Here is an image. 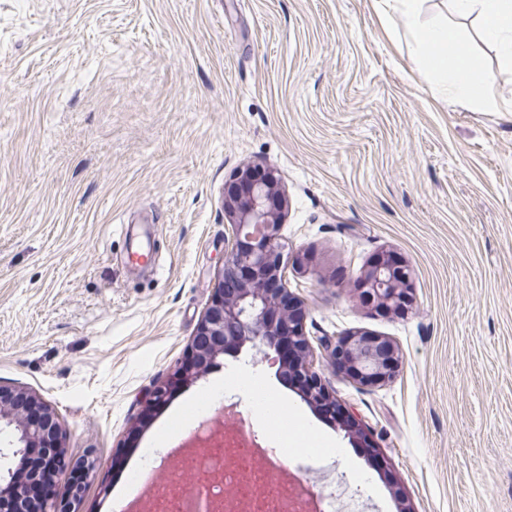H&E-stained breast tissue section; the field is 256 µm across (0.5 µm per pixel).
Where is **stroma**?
<instances>
[{
  "instance_id": "obj_1",
  "label": "stroma",
  "mask_w": 512,
  "mask_h": 512,
  "mask_svg": "<svg viewBox=\"0 0 512 512\" xmlns=\"http://www.w3.org/2000/svg\"><path fill=\"white\" fill-rule=\"evenodd\" d=\"M396 0H0V385L56 412L67 459L93 471L81 512H131L129 470L158 475L215 405L252 433V374L329 444L315 484L357 475L373 512H512V112L454 101L388 17ZM447 20L512 101L480 19ZM277 169L282 236L308 264L288 285L310 338L366 331L401 364L379 387L324 375L373 430L330 423L278 370L221 356L152 405L187 356L224 263V184ZM146 228L154 271L125 266ZM390 251L412 272L405 314L355 287Z\"/></svg>"
}]
</instances>
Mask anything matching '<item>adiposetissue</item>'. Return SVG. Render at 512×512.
Masks as SVG:
<instances>
[{
  "label": "adipose tissue",
  "instance_id": "adipose-tissue-1",
  "mask_svg": "<svg viewBox=\"0 0 512 512\" xmlns=\"http://www.w3.org/2000/svg\"><path fill=\"white\" fill-rule=\"evenodd\" d=\"M401 3L398 24L411 34L424 63L448 72L443 93L460 102L479 97L488 104H495V81L485 71L481 60L455 39L447 24L423 23L418 0H401ZM448 11L480 17L483 38L497 43L504 59L512 63V0H448Z\"/></svg>",
  "mask_w": 512,
  "mask_h": 512
}]
</instances>
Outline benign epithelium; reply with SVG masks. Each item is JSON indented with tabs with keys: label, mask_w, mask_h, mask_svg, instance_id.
Here are the masks:
<instances>
[{
	"label": "benign epithelium",
	"mask_w": 512,
	"mask_h": 512,
	"mask_svg": "<svg viewBox=\"0 0 512 512\" xmlns=\"http://www.w3.org/2000/svg\"><path fill=\"white\" fill-rule=\"evenodd\" d=\"M288 207L280 178L273 168L247 165L224 185V214L232 234L224 252V267L212 288L209 305L196 328L189 356L176 374L179 380L205 374L214 361L250 345L253 357L265 358L284 340L299 351L298 359L281 361V368L302 382L304 395L333 410L338 400L323 376L324 362L365 387L380 386L398 371L400 356L385 337L356 332L320 338L312 345L304 328L306 309L288 289V265L303 266L307 255L288 253L281 235ZM411 271L382 253L357 282L364 301L383 310H404L413 302ZM14 439L0 448V459L15 461L0 475V512H79L82 490L69 485L48 500L34 498L37 478L24 474L30 448L43 449V466L64 470L71 465L60 449V426L55 412L39 397L0 385V432Z\"/></svg>",
	"instance_id": "1"
}]
</instances>
